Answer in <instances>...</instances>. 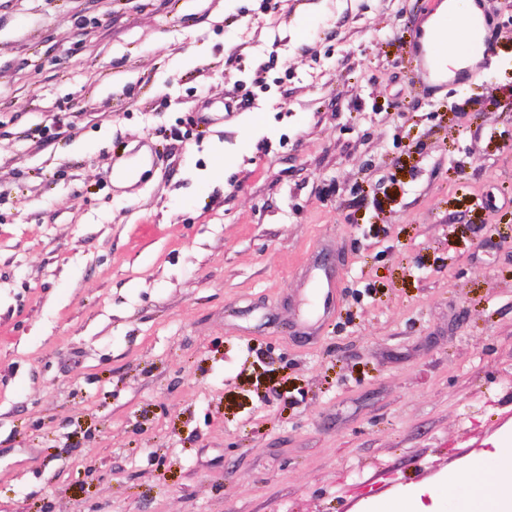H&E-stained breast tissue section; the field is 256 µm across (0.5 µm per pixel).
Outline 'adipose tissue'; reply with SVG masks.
I'll use <instances>...</instances> for the list:
<instances>
[{"label":"adipose tissue","instance_id":"adipose-tissue-1","mask_svg":"<svg viewBox=\"0 0 512 512\" xmlns=\"http://www.w3.org/2000/svg\"><path fill=\"white\" fill-rule=\"evenodd\" d=\"M500 475L484 480L480 470L469 472L465 481L470 493L462 504V512H512V444L498 448Z\"/></svg>","mask_w":512,"mask_h":512}]
</instances>
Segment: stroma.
Wrapping results in <instances>:
<instances>
[{"instance_id": "obj_1", "label": "stroma", "mask_w": 512, "mask_h": 512, "mask_svg": "<svg viewBox=\"0 0 512 512\" xmlns=\"http://www.w3.org/2000/svg\"><path fill=\"white\" fill-rule=\"evenodd\" d=\"M421 5L0 0V512H458L496 476L512 0L436 94Z\"/></svg>"}]
</instances>
